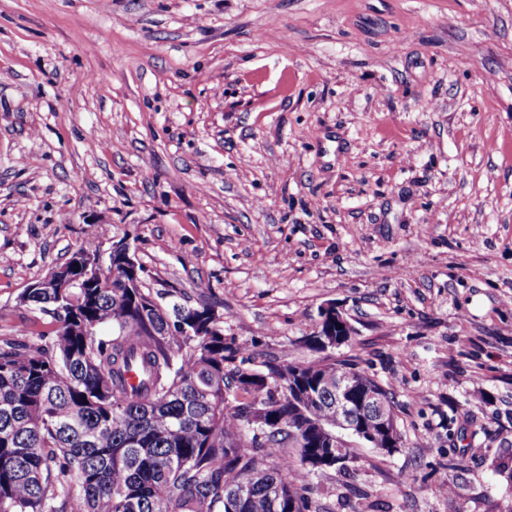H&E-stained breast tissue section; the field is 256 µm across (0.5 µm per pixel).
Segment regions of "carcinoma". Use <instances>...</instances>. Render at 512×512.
I'll use <instances>...</instances> for the list:
<instances>
[{
    "mask_svg": "<svg viewBox=\"0 0 512 512\" xmlns=\"http://www.w3.org/2000/svg\"><path fill=\"white\" fill-rule=\"evenodd\" d=\"M111 267L62 299L34 290L26 307L52 328L0 340V512H312L306 493L332 473L305 465L313 437L296 445L250 420L260 400L295 422L284 391L209 323L212 305L173 290L160 306L135 286L143 270L117 256ZM178 322L201 336L174 333ZM335 370L307 367L319 382ZM308 407L334 428L322 395Z\"/></svg>",
    "mask_w": 512,
    "mask_h": 512,
    "instance_id": "obj_1",
    "label": "carcinoma"
}]
</instances>
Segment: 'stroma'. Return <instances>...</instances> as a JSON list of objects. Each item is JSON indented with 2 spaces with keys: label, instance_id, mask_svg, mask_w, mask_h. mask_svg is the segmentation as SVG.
Wrapping results in <instances>:
<instances>
[{
  "label": "stroma",
  "instance_id": "obj_1",
  "mask_svg": "<svg viewBox=\"0 0 512 512\" xmlns=\"http://www.w3.org/2000/svg\"><path fill=\"white\" fill-rule=\"evenodd\" d=\"M94 225L250 368L347 315L402 446L314 512H512V0H0V338Z\"/></svg>",
  "mask_w": 512,
  "mask_h": 512
}]
</instances>
